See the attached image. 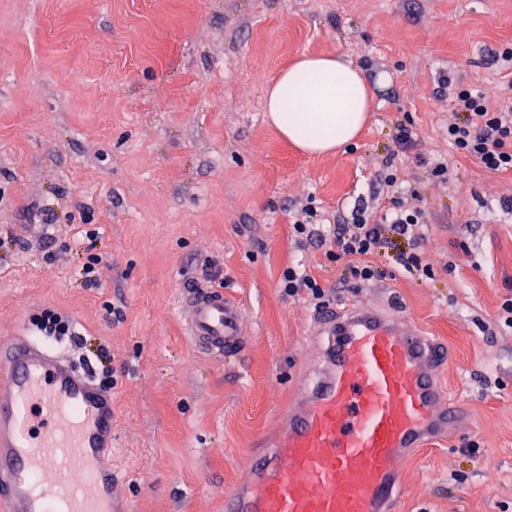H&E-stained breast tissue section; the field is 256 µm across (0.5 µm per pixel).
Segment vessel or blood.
<instances>
[{
	"instance_id": "obj_1",
	"label": "vessel or blood",
	"mask_w": 512,
	"mask_h": 512,
	"mask_svg": "<svg viewBox=\"0 0 512 512\" xmlns=\"http://www.w3.org/2000/svg\"><path fill=\"white\" fill-rule=\"evenodd\" d=\"M199 350L231 356L243 305L220 288L181 297ZM318 366L251 453L224 512H396L400 463L468 414L435 370L443 350L398 315L328 306ZM112 395L20 337L0 346V512H131L112 465Z\"/></svg>"
}]
</instances>
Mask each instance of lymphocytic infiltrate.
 Listing matches in <instances>:
<instances>
[{
  "mask_svg": "<svg viewBox=\"0 0 512 512\" xmlns=\"http://www.w3.org/2000/svg\"><path fill=\"white\" fill-rule=\"evenodd\" d=\"M456 112L455 121L448 125V142L460 154L474 158L491 172L512 174V96L489 103L486 95L475 88L453 85L442 79ZM390 193L386 209L372 214L368 206L358 204L345 224L317 227L308 223V207H301L300 217L293 224V234L299 246L312 244L329 246L333 256L345 260L347 279L366 286L379 280L380 274L372 263L374 256L393 249L407 271L430 276V265L424 264L420 248L426 240L424 210L398 191V179L393 172L382 177Z\"/></svg>",
  "mask_w": 512,
  "mask_h": 512,
  "instance_id": "lymphocytic-infiltrate-1",
  "label": "lymphocytic infiltrate"
}]
</instances>
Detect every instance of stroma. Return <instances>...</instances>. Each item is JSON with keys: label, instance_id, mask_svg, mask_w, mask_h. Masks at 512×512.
Masks as SVG:
<instances>
[{"label": "stroma", "instance_id": "1", "mask_svg": "<svg viewBox=\"0 0 512 512\" xmlns=\"http://www.w3.org/2000/svg\"><path fill=\"white\" fill-rule=\"evenodd\" d=\"M510 49L512 0H0V341L26 337L91 375L110 364L112 464L133 512H224L322 342L313 305L279 288L296 265L328 303L391 302L448 351L441 377L468 422L404 462L398 512H512V175L449 147L438 92L446 75L498 101L512 72L495 57ZM304 54L354 63L373 89L368 124L332 155L301 153L263 110ZM407 120L451 183L396 154ZM389 158L421 195L434 275L392 250L354 288L292 224L306 204L314 224L385 206ZM213 268L248 322L223 359L188 342L178 312ZM47 311L69 320L67 345L40 330Z\"/></svg>", "mask_w": 512, "mask_h": 512}]
</instances>
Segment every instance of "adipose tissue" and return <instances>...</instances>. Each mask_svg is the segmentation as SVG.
I'll return each mask as SVG.
<instances>
[{
  "mask_svg": "<svg viewBox=\"0 0 512 512\" xmlns=\"http://www.w3.org/2000/svg\"><path fill=\"white\" fill-rule=\"evenodd\" d=\"M372 107V89L361 69L333 55L300 57L264 96L268 121L310 155L352 142Z\"/></svg>",
  "mask_w": 512,
  "mask_h": 512,
  "instance_id": "obj_1",
  "label": "adipose tissue"
}]
</instances>
